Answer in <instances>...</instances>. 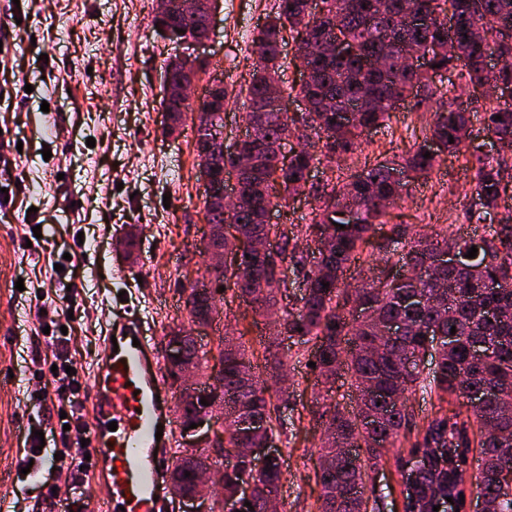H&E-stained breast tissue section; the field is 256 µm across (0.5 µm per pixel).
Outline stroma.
<instances>
[{
  "instance_id": "stroma-1",
  "label": "stroma",
  "mask_w": 512,
  "mask_h": 512,
  "mask_svg": "<svg viewBox=\"0 0 512 512\" xmlns=\"http://www.w3.org/2000/svg\"><path fill=\"white\" fill-rule=\"evenodd\" d=\"M273 4L221 0L213 33L198 50L208 66L197 93L247 84L254 28ZM155 12L156 0H0V500L8 503L29 507L40 498L37 483L17 468L22 438L60 426L56 408L35 410L22 392L26 384L39 387L29 379L37 369L29 338L58 294L72 291V356L84 374L101 351L104 297L124 293L131 312H145L146 332L160 337L185 316L190 279L206 263L194 128L185 123L171 136L162 130L163 65L179 48L158 32ZM33 70V92L17 91ZM429 119L402 101L388 125L363 134L361 152L334 166L333 177L412 154ZM45 147L51 158L43 157ZM471 177L463 158L445 156L431 176L416 179L390 223L481 236L483 225L468 219ZM132 228L138 245L130 262L117 245ZM231 327L253 350L254 372L268 386L276 384L270 359L284 363L289 394L271 397L283 424L281 497L286 512H317L322 430L312 417L314 399L327 392L342 400L350 379L338 376L325 389L308 365L309 345L255 322L238 298L228 319L190 332L207 350Z\"/></svg>"
}]
</instances>
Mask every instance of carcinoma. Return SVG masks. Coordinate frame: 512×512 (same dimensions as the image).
<instances>
[{
  "instance_id": "1",
  "label": "carcinoma",
  "mask_w": 512,
  "mask_h": 512,
  "mask_svg": "<svg viewBox=\"0 0 512 512\" xmlns=\"http://www.w3.org/2000/svg\"><path fill=\"white\" fill-rule=\"evenodd\" d=\"M307 2L275 0L272 12L257 25L251 45L257 64L246 85L247 112L243 113L245 124L259 127L260 135L250 147L256 164L240 177L244 203L239 209L227 213L209 205V200L203 201L210 228L230 224L238 233L233 242L218 236L209 238L203 251L222 247L234 252L245 247L248 239L278 237V251L288 258L292 274L307 284V295L301 305L283 310L276 334L312 343V362L321 383H335L342 368L350 374L355 406L349 409L337 401H324L314 410L326 429L320 455L327 463L315 471L321 488L319 512H381V497L366 496L367 484L373 481V467L385 451L405 441L409 446L406 454H397L398 471L413 461L422 485L429 489L438 486L445 471L438 453L445 450L458 462L462 472L458 492L463 494L467 491L463 479L469 459L473 449H478L480 464L473 486L483 498L484 512H512V479L503 475L504 469L512 470V224L498 218L507 190L501 161L504 153L512 151V99L487 98V130L501 146L495 156L467 148L468 110L455 89L440 93L445 103L426 107L430 122L425 134L439 151L463 154L466 166L474 172L472 194L481 202L478 220L489 221L485 235L477 240L446 230L428 235L409 224H387L389 210L409 195L410 178L425 176L434 168L436 155L424 157L423 145L402 163H377L345 182L319 188L306 181L307 170L320 163L324 153L341 160L358 151L362 130L383 125L399 102L412 96L419 109L434 98L423 75L401 69L406 49L423 55L428 46L436 44L439 52L433 54L432 64L441 65L445 71L458 70V78L468 84L491 80L495 87L512 91V0H482L479 17L472 10L473 0H406L441 18L440 24L425 31L397 22L401 0H322L324 12L320 17L306 8ZM450 19L455 21V54L448 53ZM154 20L160 27L177 25L191 36L204 31L203 22L193 16L173 13ZM286 33L299 42L332 35L346 45L348 54L308 61L313 71L311 82L290 87V92L304 102V111L257 112L259 101L278 86L279 47ZM490 53L503 65L488 76L485 67ZM373 54L384 57L385 70L365 69L363 58ZM461 59L464 66L459 69ZM230 95L224 86H214L199 107L214 110L220 125ZM365 98L376 100L378 106L358 113L353 123L341 120L342 114ZM181 108L174 97L162 100L168 121L184 122L188 113ZM294 130L298 132L296 149L284 164L274 156L272 145ZM320 140L324 141V153L318 150ZM303 194L317 202L310 223L300 229L307 237L319 238L314 257L300 249L299 236L279 237L275 225L262 223L268 208L285 207L289 196ZM341 206L354 208L355 218L338 217ZM375 234L378 239L372 243L371 256L384 265V270L355 287L354 294L366 312L360 319L346 311L351 293L343 276L361 260L364 246ZM472 247L478 249L477 256L462 267L417 275L432 254ZM490 279L500 281V288L493 293L484 288ZM326 282L327 288L323 287ZM222 286L259 312L288 290V279L264 266L258 256H243L236 271L214 272L210 286L191 284L187 314L206 319L209 300L222 294ZM490 307L498 310L491 320L487 316ZM394 321L402 323V333L383 337L385 324ZM430 329L438 337L433 346L426 336ZM478 345L491 347L483 362L473 356ZM217 349L224 355L222 394L227 414L243 410L259 424L260 433L249 438L251 443L278 437L267 398L270 388L253 375L243 377V372L251 370L244 342L222 340ZM429 350L436 357L431 371L419 369L408 377L402 375L403 361L421 360ZM472 387H492L497 396L472 407L471 420L456 413H437L421 430L414 431L412 394L420 390L460 398ZM183 453L180 447L174 450L172 476L188 485L191 478L185 472L191 467ZM245 480L253 484L251 506L246 512H263L265 497L281 485L280 463L272 461L259 472L244 462L224 470V492H233Z\"/></svg>"
}]
</instances>
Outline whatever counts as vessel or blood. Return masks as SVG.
Here are the masks:
<instances>
[{
    "label": "vessel or blood",
    "instance_id": "b4317fda",
    "mask_svg": "<svg viewBox=\"0 0 512 512\" xmlns=\"http://www.w3.org/2000/svg\"><path fill=\"white\" fill-rule=\"evenodd\" d=\"M89 375L85 451L93 478L111 491L97 512H164L176 426L157 337L146 335L142 319L119 318Z\"/></svg>",
    "mask_w": 512,
    "mask_h": 512
}]
</instances>
